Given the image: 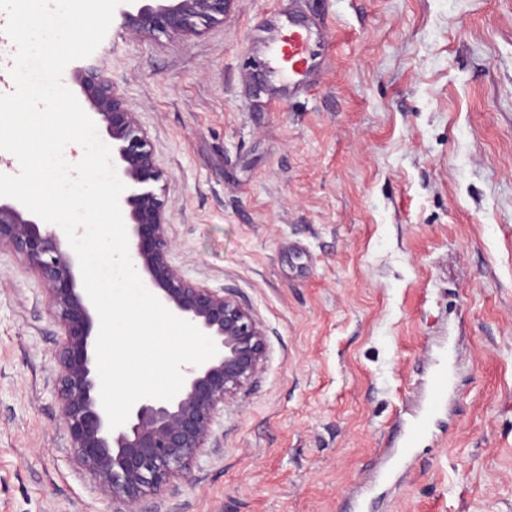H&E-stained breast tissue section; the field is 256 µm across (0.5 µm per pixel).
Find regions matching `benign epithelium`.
<instances>
[{
    "label": "benign epithelium",
    "mask_w": 512,
    "mask_h": 512,
    "mask_svg": "<svg viewBox=\"0 0 512 512\" xmlns=\"http://www.w3.org/2000/svg\"><path fill=\"white\" fill-rule=\"evenodd\" d=\"M229 2L160 0L124 12V27L164 35L189 32L200 21L224 17ZM75 80L116 147V169L127 186L119 204L130 226L131 259L161 303L210 336L218 348L203 364L182 368L184 386L174 399H141L125 424L110 429L96 364L99 319L85 290L78 287L77 256L62 247L48 225L31 219L22 205L0 201V248L11 249L38 272L64 331L56 352L58 391L75 458L102 493L120 506L118 512H139L146 497L162 495L177 481L190 479L192 463L205 448L220 406L262 369L265 337L248 308L189 282L169 263L164 203L153 189L160 174L146 132L112 79L94 67H83Z\"/></svg>",
    "instance_id": "benign-epithelium-1"
}]
</instances>
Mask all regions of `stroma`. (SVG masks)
<instances>
[{
	"label": "stroma",
	"instance_id": "obj_1",
	"mask_svg": "<svg viewBox=\"0 0 512 512\" xmlns=\"http://www.w3.org/2000/svg\"><path fill=\"white\" fill-rule=\"evenodd\" d=\"M326 46L292 97L282 14ZM147 131L169 260L265 333L192 477L140 512H512V0H230L89 58ZM62 330L0 249V512H113L62 422ZM458 388L392 470L429 403ZM429 385L431 402L428 407V412H426L421 419L408 427L407 450L405 455H402L395 461L396 465L400 464L405 459L406 455L413 447L414 442L425 431L428 414L429 416H434L447 399L448 391L452 387V374L448 369L447 361L439 360L435 363L430 376Z\"/></svg>",
	"mask_w": 512,
	"mask_h": 512
}]
</instances>
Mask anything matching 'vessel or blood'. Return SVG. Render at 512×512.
I'll return each instance as SVG.
<instances>
[{
    "instance_id": "b4317fda",
    "label": "vessel or blood",
    "mask_w": 512,
    "mask_h": 512,
    "mask_svg": "<svg viewBox=\"0 0 512 512\" xmlns=\"http://www.w3.org/2000/svg\"><path fill=\"white\" fill-rule=\"evenodd\" d=\"M269 63L289 89L305 86L313 70L317 51L311 27L295 17L281 21L267 47ZM429 414H436L452 386V374L445 361H437L429 380Z\"/></svg>"
}]
</instances>
